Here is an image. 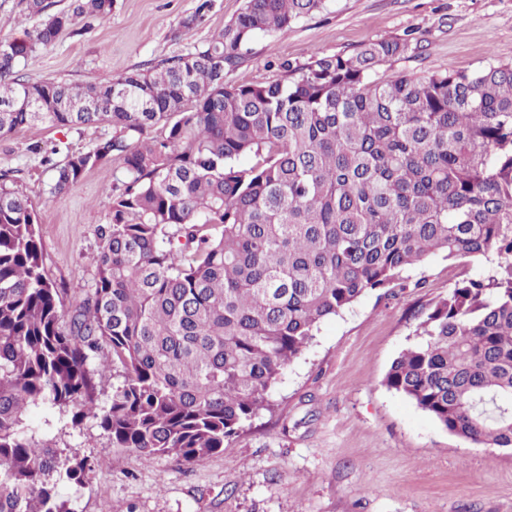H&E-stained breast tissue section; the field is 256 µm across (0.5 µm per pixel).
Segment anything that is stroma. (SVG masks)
Masks as SVG:
<instances>
[{
  "mask_svg": "<svg viewBox=\"0 0 512 512\" xmlns=\"http://www.w3.org/2000/svg\"><path fill=\"white\" fill-rule=\"evenodd\" d=\"M198 0H115L110 17L81 20L22 70L29 82L90 84L187 53L205 44L244 0H214L206 21L182 20ZM380 38H404L411 57L387 73L419 77L512 62V0H325L287 31L256 36L227 81L279 79L287 63L349 54ZM108 125L24 128L0 138V171H10L40 217L44 266L69 298L87 290L98 228L112 203V169L89 172L66 193L50 194L53 163L111 137ZM52 150L50 160L33 143ZM438 252L409 268L404 287L366 293L325 319L312 345L284 371L272 408L230 440L223 454L191 465L143 460L111 447L95 418L63 417L31 427L59 448L100 459L84 484L63 483L75 512H512V449L482 447L448 433L383 378L414 340L412 314L477 276Z\"/></svg>",
  "mask_w": 512,
  "mask_h": 512,
  "instance_id": "obj_1",
  "label": "stroma"
}]
</instances>
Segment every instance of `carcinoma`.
<instances>
[{
    "label": "carcinoma",
    "instance_id": "cac0c4a2",
    "mask_svg": "<svg viewBox=\"0 0 512 512\" xmlns=\"http://www.w3.org/2000/svg\"><path fill=\"white\" fill-rule=\"evenodd\" d=\"M323 2L245 0L203 46L88 85L31 83L20 66L114 0H26L44 20L0 40L1 137L112 125L53 165L51 193L120 169L94 284L70 302L45 273L36 207L0 173V512H74L57 487L96 466L49 444L30 409L76 405L72 422L91 414L148 460L222 454L324 319L436 252L485 271L422 307L384 385L451 434L512 448V63L390 76L380 67L411 46L382 38L226 82L256 35Z\"/></svg>",
    "mask_w": 512,
    "mask_h": 512
}]
</instances>
